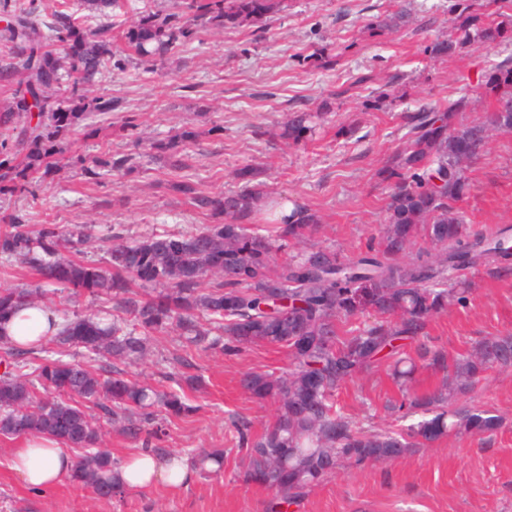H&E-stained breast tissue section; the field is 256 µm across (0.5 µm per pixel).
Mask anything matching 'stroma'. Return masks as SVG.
<instances>
[{
  "mask_svg": "<svg viewBox=\"0 0 512 512\" xmlns=\"http://www.w3.org/2000/svg\"><path fill=\"white\" fill-rule=\"evenodd\" d=\"M172 0H126L111 10L112 49L121 64L92 88L115 108L71 129L65 153L49 170H29L25 191L0 195V216L26 224L92 228L82 247L102 264L113 231L138 239L151 232H186L223 223L198 209L192 192L221 194L245 182L273 196L309 205L321 218L311 241L344 257L366 249L388 219L391 187L379 175L407 139L408 113L422 102L449 104L469 96V123L493 107L480 85L491 64L512 54V40L495 49L471 42L452 59L429 49L454 34L448 0H286L267 21L218 28L194 23L193 33L157 66L142 65L125 48V32L145 7ZM405 11V26L385 32L373 21ZM311 113L313 130L293 144L279 136L289 113ZM182 136L190 168L176 170L156 145ZM133 158L114 172L115 155ZM99 163L100 177L83 162ZM249 180H240L241 169ZM469 190L454 204L475 229L512 225V132L492 131L486 151L465 169ZM472 283L466 305H452L428 325L433 344L450 354L488 336H512V276L464 271ZM285 350L252 346L239 354L185 347L177 328L152 334L147 358L123 364L125 378L162 386L180 379L192 414L169 419L159 445L183 457L219 450L224 466L196 473L188 486L128 489L103 501L63 482L42 492L26 488L10 469L16 439L0 438V512H512V367L490 371L458 406L477 405L502 426L484 435H451L389 462L344 466L288 507L271 491L243 479L244 453L231 419L253 432L271 422L270 402L238 386L241 373L281 375ZM354 424L397 429L400 395L385 368L354 378L336 393Z\"/></svg>",
  "mask_w": 512,
  "mask_h": 512,
  "instance_id": "1",
  "label": "stroma"
}]
</instances>
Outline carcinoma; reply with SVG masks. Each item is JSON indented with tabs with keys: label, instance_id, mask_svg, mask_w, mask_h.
<instances>
[{
	"label": "carcinoma",
	"instance_id": "carcinoma-1",
	"mask_svg": "<svg viewBox=\"0 0 512 512\" xmlns=\"http://www.w3.org/2000/svg\"><path fill=\"white\" fill-rule=\"evenodd\" d=\"M179 11L144 10L127 31L128 46L150 66L192 34V23L207 19L217 27H237L263 20L284 8V0H181ZM51 20L35 21L26 11L12 16L0 30V41L23 58L21 67L0 65V81H16L13 104L0 113V129L9 132L31 112L27 96L43 101L38 122L21 129L31 163L66 151V136L87 111L113 110L110 99L88 98L112 65V24L88 27L70 3L52 10ZM467 16L456 34L430 51L451 57L471 39L493 44L502 38L504 22L477 26ZM64 37V56L48 50ZM64 87L58 102L48 89ZM485 94L495 100L485 119L459 130L453 120L469 106L466 96L441 108L426 104L407 116L405 145L382 169L390 182L389 221L378 247L370 246L348 259L336 250L308 244L320 217L305 204L294 203L278 224L261 223L262 206L275 210L259 186L220 195L200 193L197 208L224 215V223L192 232H153L128 242L112 235L107 266L63 255L89 240L85 225L61 229L51 224L28 228L14 214L0 222V255L37 272L46 287L84 290L92 297L111 295L123 316L63 314L50 346L14 344L0 337L8 370L0 376V436H49L83 453L70 471L72 482L110 501L124 493L116 474L121 461L99 447L100 427L84 406L92 404L106 420L142 448L163 434L154 407L174 416L193 411L175 390L159 391L128 380L118 370L102 376L98 359L125 363L148 352V334L175 323L189 347H219L226 353L253 345L284 348L292 356L283 376L247 371L240 378L249 395L276 405L273 423L254 434L244 421L234 422L239 447L247 460L244 477L270 489L279 503L303 496L324 477L345 465L397 459L418 441L433 442L450 433L482 435L501 426L488 411L454 408L452 400L469 391L488 370L512 366V336L487 337L456 355L432 343L429 322L451 304L463 305L471 293L460 279L480 268L496 276L512 274V226L493 232L468 227L452 203L466 194L468 182L460 163L482 155L493 128L511 132L512 56L485 74ZM311 115L293 112L280 138L297 142L312 131ZM21 186L13 157L0 156V192ZM437 250H414L417 240ZM302 247L291 259L276 261L289 244ZM152 289L141 293L130 281ZM48 295L46 288H1L0 323L18 306ZM370 312L371 322L341 330L339 321ZM415 344L414 354L405 347ZM86 352L88 361L67 359L69 349ZM34 364L31 374L21 369ZM387 365L401 393L400 406L421 413L404 428L368 431L355 428L337 407L336 390L354 377ZM419 368L442 374L431 392L419 393L410 382ZM41 386L45 396L36 395ZM193 467L220 470L224 455L202 452Z\"/></svg>",
	"mask_w": 512,
	"mask_h": 512
}]
</instances>
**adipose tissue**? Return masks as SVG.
Masks as SVG:
<instances>
[{
    "mask_svg": "<svg viewBox=\"0 0 512 512\" xmlns=\"http://www.w3.org/2000/svg\"><path fill=\"white\" fill-rule=\"evenodd\" d=\"M59 317L43 304L34 303L17 311L0 327V334L9 341L26 344L55 335ZM73 464L60 444L47 437L24 438L10 459V468L23 484L36 490L57 486ZM193 478L188 465L164 455L141 451L132 454L118 471L120 484L127 488L155 485L182 486Z\"/></svg>",
    "mask_w": 512,
    "mask_h": 512,
    "instance_id": "ef3b65f1",
    "label": "adipose tissue"
}]
</instances>
